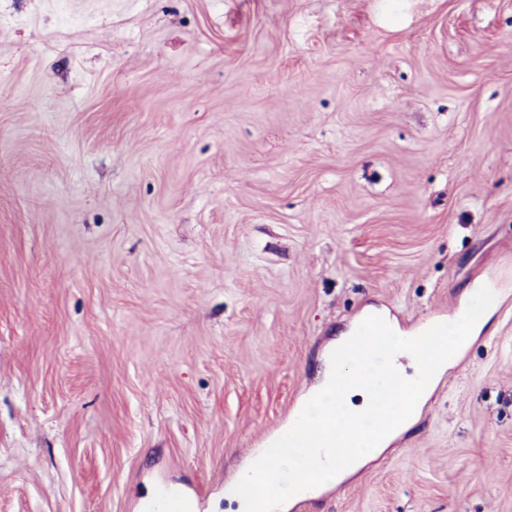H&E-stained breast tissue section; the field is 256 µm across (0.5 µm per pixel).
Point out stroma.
<instances>
[{"mask_svg": "<svg viewBox=\"0 0 512 512\" xmlns=\"http://www.w3.org/2000/svg\"><path fill=\"white\" fill-rule=\"evenodd\" d=\"M501 301L288 512H512V0H0V512H194L337 336Z\"/></svg>", "mask_w": 512, "mask_h": 512, "instance_id": "stroma-1", "label": "stroma"}]
</instances>
